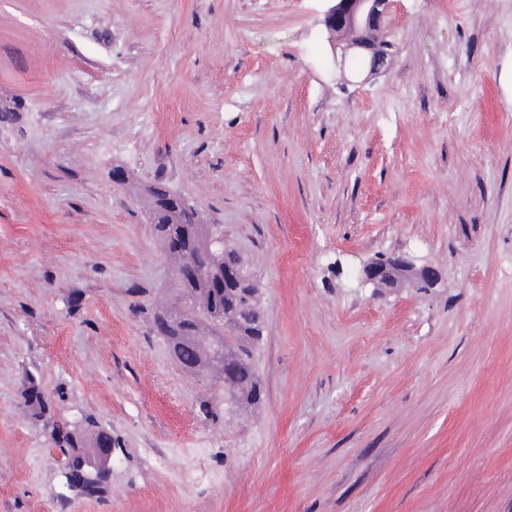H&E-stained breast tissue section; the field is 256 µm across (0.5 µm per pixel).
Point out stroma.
Returning a JSON list of instances; mask_svg holds the SVG:
<instances>
[{"label":"stroma","mask_w":512,"mask_h":512,"mask_svg":"<svg viewBox=\"0 0 512 512\" xmlns=\"http://www.w3.org/2000/svg\"><path fill=\"white\" fill-rule=\"evenodd\" d=\"M324 7L0 0V512H512V0H397L392 65L347 84ZM153 183L262 287L229 421L143 313ZM392 254L439 284L360 285ZM91 422L86 497L52 448ZM69 439L72 435L64 434L59 439L60 448H54L55 461L69 484H80L90 476H99L109 485L112 481V435L105 430L98 432L93 447L85 448L84 460L78 469L71 467L67 448H61Z\"/></svg>","instance_id":"1"}]
</instances>
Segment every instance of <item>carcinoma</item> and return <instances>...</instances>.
Segmentation results:
<instances>
[{
    "instance_id": "obj_1",
    "label": "carcinoma",
    "mask_w": 512,
    "mask_h": 512,
    "mask_svg": "<svg viewBox=\"0 0 512 512\" xmlns=\"http://www.w3.org/2000/svg\"><path fill=\"white\" fill-rule=\"evenodd\" d=\"M145 204L152 230L178 273L175 282L177 302L173 310H179L190 299L205 314L202 319L186 316L169 324L174 358L179 365L196 364L203 373L220 375L215 354L206 352L197 337L219 335L225 317L233 314L235 307L245 308L253 316L251 323L245 326L234 325V340L227 347L229 356L240 363L234 377L232 401L224 405V413L231 415L240 407L256 402L254 391L259 384L252 358L265 329L260 289L250 275L237 283L228 282L223 277L224 259L198 252L193 234L198 210L184 197L147 187Z\"/></svg>"
}]
</instances>
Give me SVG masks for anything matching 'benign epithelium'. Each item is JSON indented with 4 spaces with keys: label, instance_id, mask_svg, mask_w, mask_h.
<instances>
[{
    "label": "benign epithelium",
    "instance_id": "1",
    "mask_svg": "<svg viewBox=\"0 0 512 512\" xmlns=\"http://www.w3.org/2000/svg\"><path fill=\"white\" fill-rule=\"evenodd\" d=\"M395 0H329L321 24L328 33L332 55H341L339 63L341 77L346 55L353 52L351 60L359 62L358 69L374 76L385 69L393 56L390 37V16ZM196 240L201 251H213L224 255L234 247L219 241L213 226L201 221L196 225ZM407 279L434 285L438 275L429 266H416L404 256L392 255L376 258L363 266L360 280L374 288L387 286L397 288ZM158 319L155 335L168 339L170 313L163 303H158ZM72 435L66 433L60 439L62 447L54 449V456L61 473L67 476L69 484H80L91 476H99L106 483L112 481V435L103 430L97 433L94 445L85 449L82 465L71 467L70 455L63 448Z\"/></svg>",
    "mask_w": 512,
    "mask_h": 512
}]
</instances>
